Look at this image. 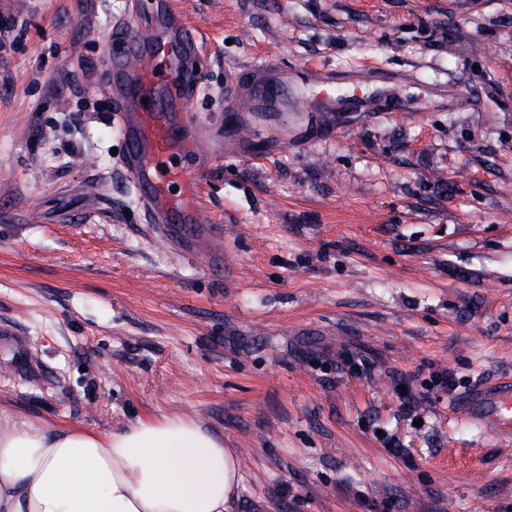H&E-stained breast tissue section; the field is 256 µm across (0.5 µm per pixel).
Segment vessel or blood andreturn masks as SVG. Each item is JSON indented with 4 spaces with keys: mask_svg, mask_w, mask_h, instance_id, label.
<instances>
[{
    "mask_svg": "<svg viewBox=\"0 0 512 512\" xmlns=\"http://www.w3.org/2000/svg\"><path fill=\"white\" fill-rule=\"evenodd\" d=\"M112 52L100 73L110 93L116 128L126 141L124 166L138 193L149 223L166 226L177 236L183 224L204 225L210 236L220 230L203 206L196 182L221 145L202 140L200 124L185 104L202 82L193 62L203 57L202 41L190 36L183 13L166 5L148 22L125 23L115 29ZM335 71L318 69L311 81L279 69L275 62H254L241 70L227 88L229 106L245 103L247 112L277 117L305 112L306 85L322 92L321 104L331 107L339 82ZM464 416L496 434L502 446L512 445V384L458 403Z\"/></svg>",
    "mask_w": 512,
    "mask_h": 512,
    "instance_id": "b4317fda",
    "label": "vessel or blood"
}]
</instances>
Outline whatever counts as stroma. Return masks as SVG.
I'll list each match as a JSON object with an SVG mask.
<instances>
[{
	"label": "stroma",
	"instance_id": "stroma-1",
	"mask_svg": "<svg viewBox=\"0 0 512 512\" xmlns=\"http://www.w3.org/2000/svg\"><path fill=\"white\" fill-rule=\"evenodd\" d=\"M171 1L215 137L260 60L374 70L364 106L256 119L201 184L222 240L183 249L101 109L133 0H0V407L193 418L234 512H512V450L455 409L512 382V0Z\"/></svg>",
	"mask_w": 512,
	"mask_h": 512
}]
</instances>
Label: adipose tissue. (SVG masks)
Listing matches in <instances>:
<instances>
[{"instance_id": "ef3b65f1", "label": "adipose tissue", "mask_w": 512, "mask_h": 512, "mask_svg": "<svg viewBox=\"0 0 512 512\" xmlns=\"http://www.w3.org/2000/svg\"><path fill=\"white\" fill-rule=\"evenodd\" d=\"M236 455L196 420L110 434L0 425V512H231Z\"/></svg>"}]
</instances>
